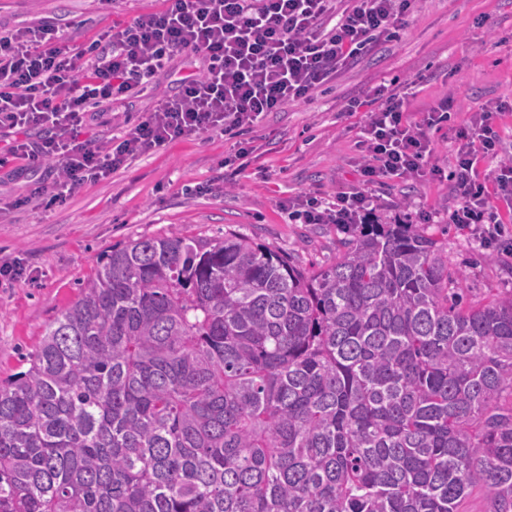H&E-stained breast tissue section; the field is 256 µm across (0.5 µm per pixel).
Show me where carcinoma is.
<instances>
[{
    "instance_id": "carcinoma-1",
    "label": "carcinoma",
    "mask_w": 512,
    "mask_h": 512,
    "mask_svg": "<svg viewBox=\"0 0 512 512\" xmlns=\"http://www.w3.org/2000/svg\"><path fill=\"white\" fill-rule=\"evenodd\" d=\"M336 261L178 233L112 248L0 384V512H512V292L418 224Z\"/></svg>"
}]
</instances>
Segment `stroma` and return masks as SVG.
Instances as JSON below:
<instances>
[{
  "label": "stroma",
  "mask_w": 512,
  "mask_h": 512,
  "mask_svg": "<svg viewBox=\"0 0 512 512\" xmlns=\"http://www.w3.org/2000/svg\"><path fill=\"white\" fill-rule=\"evenodd\" d=\"M164 6V0H0V28L52 21L78 46ZM198 70L197 56L177 55L132 103L104 107L81 140L102 145L122 136ZM382 85L408 90L414 122L452 96L448 122L431 132L433 161L442 169L454 164L455 129L485 106L506 105L494 126L504 151L512 152V0H412L398 39L370 45L310 100L288 103L251 128H216L171 142L48 208L27 197L35 186L53 184V163L28 168L9 153V136L0 135V263L23 269L15 278L0 276V381L27 371L26 357L48 324L80 298L112 247L128 240L172 232L219 240L235 232L300 267L329 265L348 231L291 220L285 206L309 192L331 201L360 184L363 114L346 107L372 103ZM247 141L255 151L242 167L233 156ZM373 192L379 223L423 224L447 238L448 267L462 275L471 300L512 291V255L485 263L477 236L449 223L457 200L448 180L393 179Z\"/></svg>",
  "instance_id": "1"
}]
</instances>
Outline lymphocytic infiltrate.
<instances>
[{"instance_id":"lymphocytic-infiltrate-1","label":"lymphocytic infiltrate","mask_w":512,"mask_h":512,"mask_svg":"<svg viewBox=\"0 0 512 512\" xmlns=\"http://www.w3.org/2000/svg\"><path fill=\"white\" fill-rule=\"evenodd\" d=\"M411 0H166L159 13H142L88 47L71 45L62 29L44 23L0 32V132L13 134L16 158L36 168L54 162L56 191L31 197L56 203L87 182L107 178L129 160L180 138L214 128L257 125L291 101L310 100L368 44L395 38ZM201 60L197 76L161 97L152 112L105 147L79 143L98 108L136 98L177 54ZM451 99L423 118L406 117V96L390 91L365 113L357 147L361 183L334 201L308 195L288 204L305 224L371 223L378 199L371 188L387 179H439L432 128L448 120ZM495 110L472 113L455 132L453 189L448 221L473 228L484 245L503 235L493 196H512V159L503 160ZM47 137H38V130ZM493 162L490 180L481 162Z\"/></svg>"}]
</instances>
